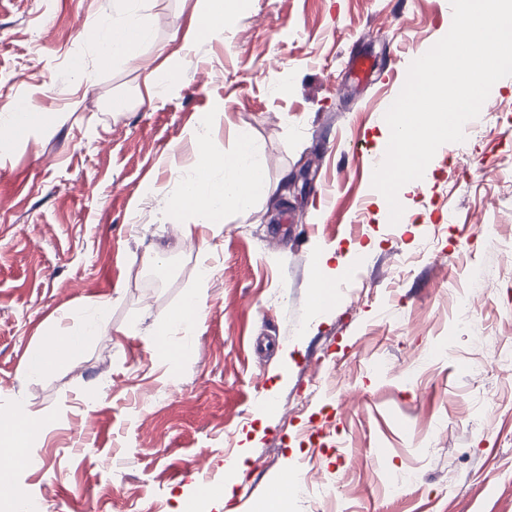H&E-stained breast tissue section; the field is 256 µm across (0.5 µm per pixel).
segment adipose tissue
Returning a JSON list of instances; mask_svg holds the SVG:
<instances>
[{
    "label": "adipose tissue",
    "mask_w": 512,
    "mask_h": 512,
    "mask_svg": "<svg viewBox=\"0 0 512 512\" xmlns=\"http://www.w3.org/2000/svg\"><path fill=\"white\" fill-rule=\"evenodd\" d=\"M151 42L149 23L138 13H130L109 28L104 58L108 61L129 59L135 48ZM193 142L194 175L185 179L180 191L170 198V209L192 214L199 224L223 223L224 212L230 207L240 214H248L253 203L268 191L260 148L253 136L247 130H238L236 149L230 154L214 153L209 147V133L205 130L197 132ZM61 338L67 342V357L79 355L84 344L82 335L49 330L28 357V375L42 374L57 362L55 345ZM42 431V425L27 410H17L10 419L0 421V447L30 448Z\"/></svg>",
    "instance_id": "ef3b65f1"
}]
</instances>
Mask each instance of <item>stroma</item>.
Wrapping results in <instances>:
<instances>
[{
  "label": "stroma",
  "instance_id": "stroma-1",
  "mask_svg": "<svg viewBox=\"0 0 512 512\" xmlns=\"http://www.w3.org/2000/svg\"><path fill=\"white\" fill-rule=\"evenodd\" d=\"M123 7L0 0V109L23 94L50 116L0 131V417L44 423L41 467L13 494L41 512H262L274 496L280 512H512V76L393 225L368 162L391 91L451 27L448 0H235L221 35L193 39L202 0H141L152 44L107 64L101 24ZM361 50L377 71L359 86L347 62ZM165 56L167 96L139 102ZM203 127L218 153L248 128L269 191L187 237L168 201ZM327 249L329 268L360 269L316 320ZM477 279L466 317L456 302ZM197 288L198 325L167 340L190 353L168 363L151 331ZM99 301L108 318L83 351L27 376L41 337L82 331ZM242 453L231 501L199 498L197 470L222 485Z\"/></svg>",
  "mask_w": 512,
  "mask_h": 512
}]
</instances>
